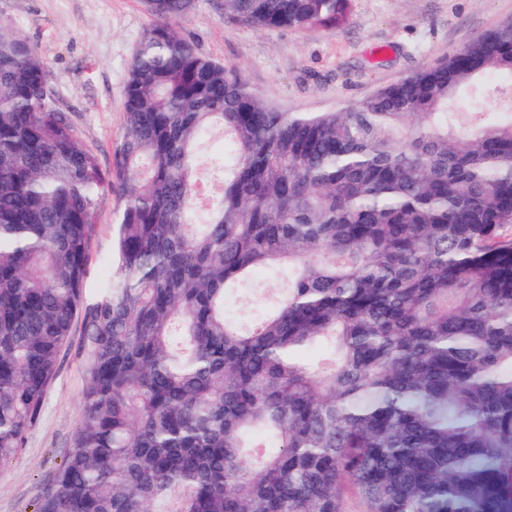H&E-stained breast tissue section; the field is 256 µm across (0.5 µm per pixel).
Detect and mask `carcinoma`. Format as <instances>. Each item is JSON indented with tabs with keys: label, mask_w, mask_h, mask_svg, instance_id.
Wrapping results in <instances>:
<instances>
[{
	"label": "carcinoma",
	"mask_w": 512,
	"mask_h": 512,
	"mask_svg": "<svg viewBox=\"0 0 512 512\" xmlns=\"http://www.w3.org/2000/svg\"><path fill=\"white\" fill-rule=\"evenodd\" d=\"M148 4L107 168L0 19V465L78 320L75 445L35 512H512V21L354 104L281 112L170 24L196 0ZM105 192L118 274L89 297ZM264 267L276 312L230 317Z\"/></svg>",
	"instance_id": "obj_1"
}]
</instances>
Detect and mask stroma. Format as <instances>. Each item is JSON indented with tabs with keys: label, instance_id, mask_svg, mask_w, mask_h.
Instances as JSON below:
<instances>
[{
	"label": "stroma",
	"instance_id": "obj_1",
	"mask_svg": "<svg viewBox=\"0 0 512 512\" xmlns=\"http://www.w3.org/2000/svg\"><path fill=\"white\" fill-rule=\"evenodd\" d=\"M0 17L40 48L58 106L102 165L123 132L127 70L153 17L144 0H0ZM512 19V0H352L340 29L257 30L225 21L223 0H199L173 24L200 51L240 69L249 86L283 112H324L441 59ZM116 195L103 194L89 248L86 286L101 288ZM80 334L60 354L39 422L11 463L0 467V512H34L35 499L73 448L81 413Z\"/></svg>",
	"mask_w": 512,
	"mask_h": 512
}]
</instances>
